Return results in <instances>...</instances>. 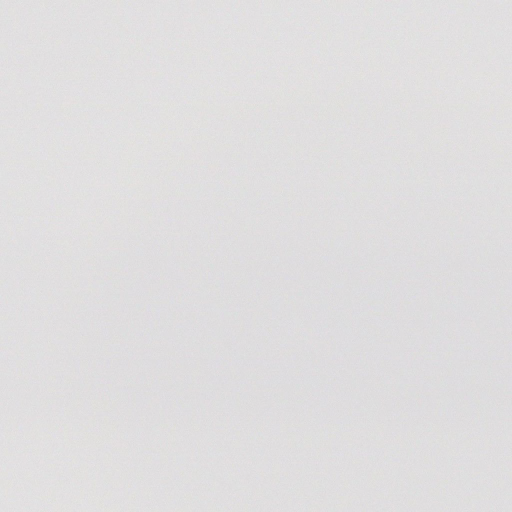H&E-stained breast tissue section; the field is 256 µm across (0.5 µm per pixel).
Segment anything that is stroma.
<instances>
[{"label": "stroma", "mask_w": 512, "mask_h": 512, "mask_svg": "<svg viewBox=\"0 0 512 512\" xmlns=\"http://www.w3.org/2000/svg\"><path fill=\"white\" fill-rule=\"evenodd\" d=\"M406 30L429 55L417 71ZM260 33L290 53L260 54ZM489 35L512 39V0L483 14L402 0L393 17L360 0L268 14L249 0H0V183L19 232L44 238L33 252L0 235V414L17 417L0 452L31 476L0 512H139L146 496L155 512H339L361 498L372 512H469L473 492L512 512V111L498 90L512 78L487 79L466 115L439 101L428 122L401 96L446 91L452 61L497 70ZM200 43L213 48L202 62ZM212 76L236 109L200 124L192 100ZM354 81L368 91L341 110L249 109L289 83ZM22 130L61 175L28 193ZM101 143L153 166L142 195L173 207H131L121 155L76 177ZM89 184L117 197L91 251L65 232ZM112 403L137 418L152 466L126 460L115 426L70 505L61 482L80 464L51 435L90 434ZM237 408L287 422L273 438L225 430ZM332 412L346 434L308 433ZM398 415L437 428L426 453L391 446ZM466 417L500 441L441 432Z\"/></svg>", "instance_id": "1"}]
</instances>
